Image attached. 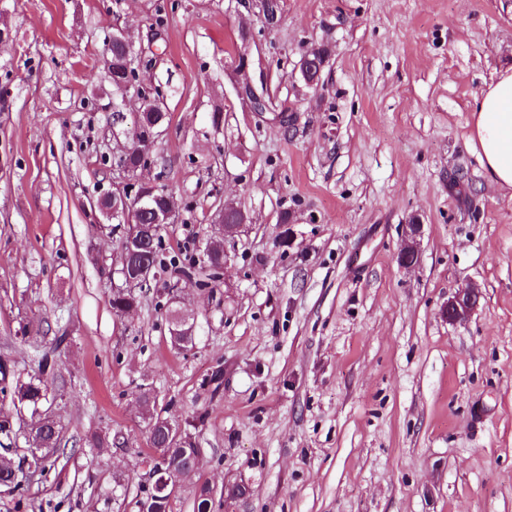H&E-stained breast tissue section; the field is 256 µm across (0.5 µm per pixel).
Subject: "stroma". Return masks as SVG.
<instances>
[{
	"instance_id": "35a3bbf8",
	"label": "stroma",
	"mask_w": 512,
	"mask_h": 512,
	"mask_svg": "<svg viewBox=\"0 0 512 512\" xmlns=\"http://www.w3.org/2000/svg\"><path fill=\"white\" fill-rule=\"evenodd\" d=\"M117 28L165 92L138 173L178 201L165 250L198 253L224 203L248 216L218 287L157 280L122 316V232L98 208L139 108L105 73ZM1 29L0 388L45 352L67 385L46 378L63 455L1 486L0 512H139L143 389L201 450L172 512L203 482L213 512H512V190L467 142L512 66V0H282L272 31L243 0H0ZM239 46L273 112L238 97ZM470 286L477 307L448 321ZM174 287L196 319L184 351ZM480 293L474 286L464 288L448 300V306L444 312L448 320L453 322L463 321L479 302Z\"/></svg>"
}]
</instances>
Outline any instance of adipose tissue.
<instances>
[{"mask_svg":"<svg viewBox=\"0 0 512 512\" xmlns=\"http://www.w3.org/2000/svg\"><path fill=\"white\" fill-rule=\"evenodd\" d=\"M468 143L491 182L512 190V68L500 71L476 99Z\"/></svg>","mask_w":512,"mask_h":512,"instance_id":"1","label":"adipose tissue"}]
</instances>
